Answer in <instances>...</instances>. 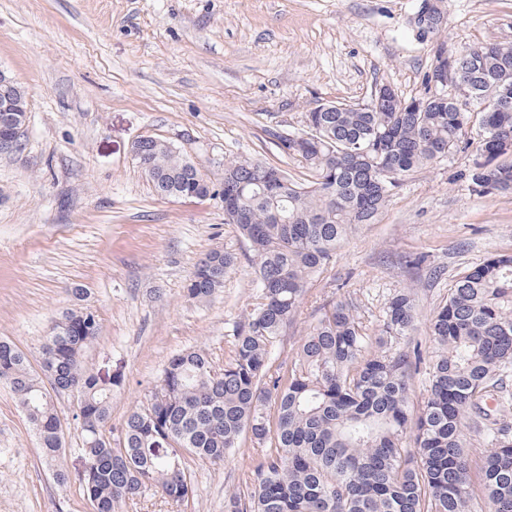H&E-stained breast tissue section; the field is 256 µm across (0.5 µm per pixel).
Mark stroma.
<instances>
[{
    "instance_id": "1",
    "label": "stroma",
    "mask_w": 512,
    "mask_h": 512,
    "mask_svg": "<svg viewBox=\"0 0 512 512\" xmlns=\"http://www.w3.org/2000/svg\"><path fill=\"white\" fill-rule=\"evenodd\" d=\"M419 0H0V70L25 92L17 154H0V337L33 369L63 311H93L99 336L85 369L114 379L109 425L120 435L168 360L203 350L223 369L233 330L260 290L247 243L220 199L158 196L131 155L153 136L185 152L212 182L246 155L299 182L310 173L278 136L329 102H367L376 85L423 93L427 44L409 26ZM448 46L512 43V0H447ZM475 127L441 161L411 172L308 284L271 348L285 363L327 303L353 299L368 334L391 297L416 291V337L460 275L512 254V193H473ZM222 249L238 263L207 301L187 295L198 261ZM422 254L424 266L405 258ZM54 403L64 430L65 484L38 452L18 400L0 383V512H93L84 493L76 399ZM242 435L214 464L188 458L193 491L179 507L155 491L119 512H224L252 458Z\"/></svg>"
}]
</instances>
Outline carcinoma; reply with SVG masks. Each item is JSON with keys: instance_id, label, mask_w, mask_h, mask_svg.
Instances as JSON below:
<instances>
[{"instance_id": "1", "label": "carcinoma", "mask_w": 512, "mask_h": 512, "mask_svg": "<svg viewBox=\"0 0 512 512\" xmlns=\"http://www.w3.org/2000/svg\"><path fill=\"white\" fill-rule=\"evenodd\" d=\"M445 29L437 23L418 39L430 44L432 62L446 68L454 58L460 76L452 89L433 95L426 85L408 98L381 84L369 102L314 108L302 132L278 136L280 152L309 170L307 182L258 158L229 157L219 193L173 144L155 137L134 144L158 195H222L249 245L260 294L234 328L224 369L214 370L201 350L172 356L116 444L106 435L112 388L81 362L99 336L97 315L63 312L39 374L0 338V382L17 396L61 485L63 428L52 393L76 394L94 512H118L152 487L179 506L192 492L185 455L221 463L245 432L270 452L253 460L224 498V512H512V394L504 386L512 367L511 254L491 256L457 280L428 320V351L413 338L415 293L404 289L388 302L379 336H368L357 304L339 300L321 309L288 366L270 357L309 281L376 221L403 177L459 146L473 111L480 158L471 183L481 194L512 192V44L453 51ZM236 260L221 249L206 254L188 296L211 298ZM421 366L429 393L416 411L409 380ZM488 398L496 401L492 411ZM468 425L487 430L492 447H471Z\"/></svg>"}]
</instances>
